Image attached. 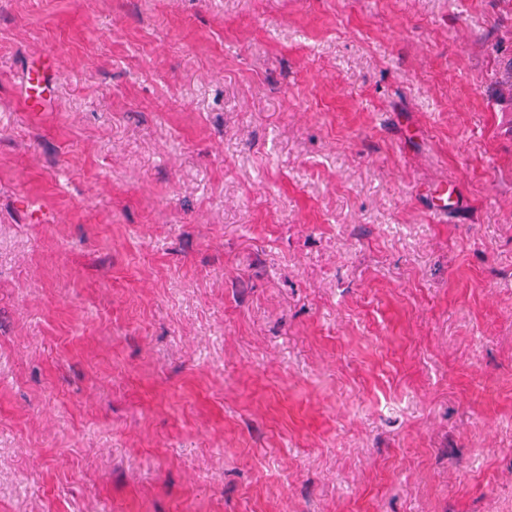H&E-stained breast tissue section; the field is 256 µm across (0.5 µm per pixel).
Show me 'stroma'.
<instances>
[{
  "label": "stroma",
  "instance_id": "stroma-1",
  "mask_svg": "<svg viewBox=\"0 0 512 512\" xmlns=\"http://www.w3.org/2000/svg\"><path fill=\"white\" fill-rule=\"evenodd\" d=\"M511 71L512 0H0V512H512Z\"/></svg>",
  "mask_w": 512,
  "mask_h": 512
}]
</instances>
